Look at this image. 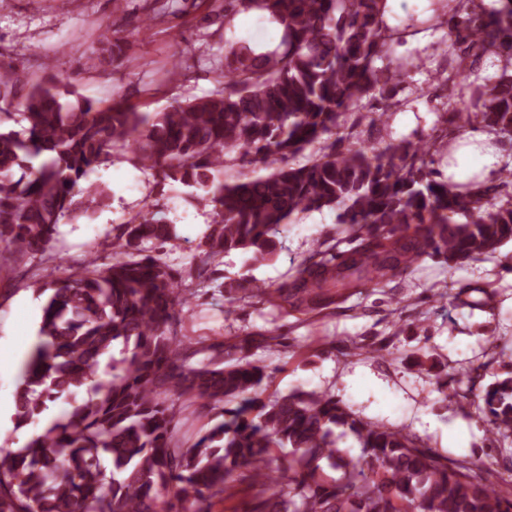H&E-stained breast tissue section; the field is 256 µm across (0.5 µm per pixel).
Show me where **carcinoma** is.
<instances>
[{"instance_id": "obj_1", "label": "carcinoma", "mask_w": 512, "mask_h": 512, "mask_svg": "<svg viewBox=\"0 0 512 512\" xmlns=\"http://www.w3.org/2000/svg\"><path fill=\"white\" fill-rule=\"evenodd\" d=\"M457 51L443 76L452 111L512 131V0L476 10L473 0H438ZM387 0H224V29L256 11L282 27L273 50L227 41L217 89L159 112L122 101L103 105L50 79L26 92L0 67V252L18 263L52 246L72 211L75 188L117 149H131L157 184L200 187L212 207L198 242L205 265L231 253L259 265L275 255L276 237L296 214L324 209L354 234L356 246L317 250L291 280L272 289L243 278L230 286L227 311L258 299L308 312L347 292L389 283L427 258L449 264L488 256L512 240V196L430 178L421 147L340 148V118L364 100H389L411 57L387 55L396 30ZM497 58L482 83L470 58ZM19 101L21 131L8 127ZM316 152L301 163L308 147ZM263 165L224 181V168ZM23 174L16 175L17 171ZM85 190L81 214L104 204ZM174 227L148 202L118 225L116 257L89 259L50 279L39 341L15 392L14 423L36 427L21 448H0V512H209L239 486L253 512H512V498L478 474L475 462L448 459L402 429L360 418L325 393L294 392L268 401L270 381L249 360L272 334L234 343L186 345L173 325L193 292L143 244L164 248ZM121 347L122 357H113ZM205 353V360H191ZM512 381L483 396L493 433H512ZM68 405L45 419L50 404ZM235 404L229 415L185 447L177 435L187 403ZM352 435L360 454L336 444ZM288 448L271 467L277 449ZM335 472L331 476L327 471Z\"/></svg>"}]
</instances>
